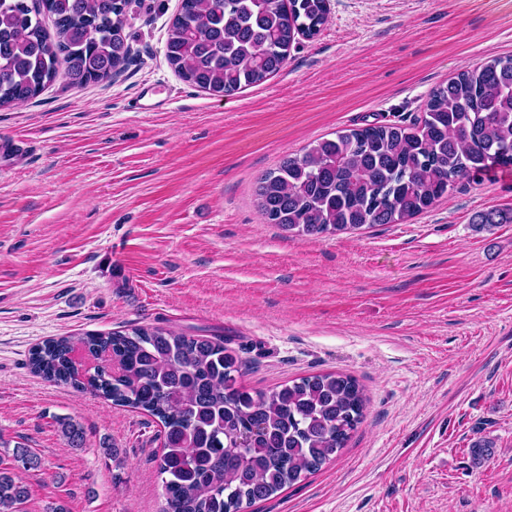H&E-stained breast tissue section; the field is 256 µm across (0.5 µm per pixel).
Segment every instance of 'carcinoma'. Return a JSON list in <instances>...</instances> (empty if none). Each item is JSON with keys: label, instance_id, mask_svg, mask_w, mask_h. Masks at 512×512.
I'll use <instances>...</instances> for the list:
<instances>
[{"label": "carcinoma", "instance_id": "1", "mask_svg": "<svg viewBox=\"0 0 512 512\" xmlns=\"http://www.w3.org/2000/svg\"><path fill=\"white\" fill-rule=\"evenodd\" d=\"M128 0H0V107L37 97L61 76L73 86L107 79L129 59ZM53 18L55 36L44 26ZM329 0H182L166 56L185 81L213 96L279 73L299 37L319 33ZM66 68L59 72V61ZM512 169V55L492 58L438 85L410 125L368 124L288 156L256 185L257 208L291 236L400 224L460 180ZM477 223H512V209ZM32 371L91 389L163 426L158 462L162 512H248L319 471L362 422L366 398L352 376L326 373L269 391L240 384L242 362L208 336L134 328L64 336L33 348ZM494 444L471 448L480 464ZM0 468V512L29 498L22 472L40 467L15 446Z\"/></svg>", "mask_w": 512, "mask_h": 512}]
</instances>
